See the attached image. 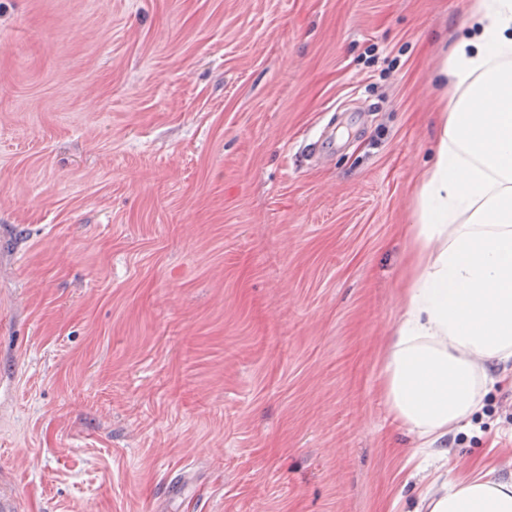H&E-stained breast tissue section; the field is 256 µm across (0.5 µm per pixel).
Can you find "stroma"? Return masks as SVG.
<instances>
[{
	"instance_id": "stroma-1",
	"label": "stroma",
	"mask_w": 512,
	"mask_h": 512,
	"mask_svg": "<svg viewBox=\"0 0 512 512\" xmlns=\"http://www.w3.org/2000/svg\"><path fill=\"white\" fill-rule=\"evenodd\" d=\"M470 5L0 0V486L21 512H416L512 470L506 383L449 434L450 469L378 375Z\"/></svg>"
}]
</instances>
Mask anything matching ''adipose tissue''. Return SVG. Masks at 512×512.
I'll list each match as a JSON object with an SVG mask.
<instances>
[{"label":"adipose tissue","mask_w":512,"mask_h":512,"mask_svg":"<svg viewBox=\"0 0 512 512\" xmlns=\"http://www.w3.org/2000/svg\"><path fill=\"white\" fill-rule=\"evenodd\" d=\"M444 62L436 159L417 198L414 250L380 362L384 403L422 448L467 421L512 361V0H473ZM428 512H512V475H467Z\"/></svg>","instance_id":"adipose-tissue-1"}]
</instances>
